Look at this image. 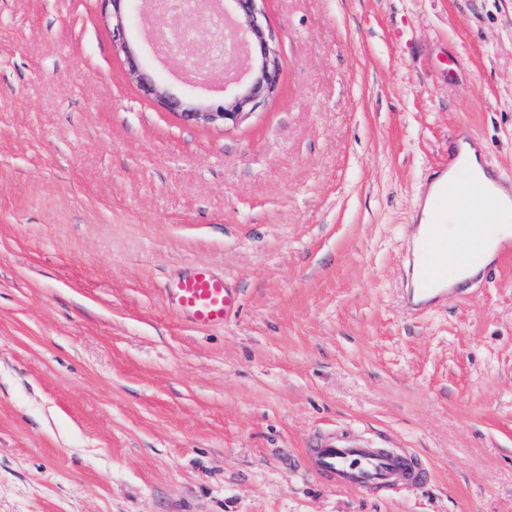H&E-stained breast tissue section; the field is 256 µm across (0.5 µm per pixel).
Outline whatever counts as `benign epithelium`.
Instances as JSON below:
<instances>
[{"instance_id":"benign-epithelium-1","label":"benign epithelium","mask_w":512,"mask_h":512,"mask_svg":"<svg viewBox=\"0 0 512 512\" xmlns=\"http://www.w3.org/2000/svg\"><path fill=\"white\" fill-rule=\"evenodd\" d=\"M259 0H230L234 14L231 26L244 42L247 64L244 71L224 78V100L197 104H181L167 92L149 83V90L167 108L182 107L181 116L190 122L235 126L263 107L277 90L281 64L266 19L258 7ZM112 6V42L124 53L129 70L140 81L147 77L141 72L140 49L127 39V22L133 12L150 11L157 27L166 26L165 10H158L150 0H104Z\"/></svg>"}]
</instances>
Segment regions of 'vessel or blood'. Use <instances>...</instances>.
I'll return each mask as SVG.
<instances>
[{"label": "vessel or blood", "mask_w": 512, "mask_h": 512, "mask_svg": "<svg viewBox=\"0 0 512 512\" xmlns=\"http://www.w3.org/2000/svg\"><path fill=\"white\" fill-rule=\"evenodd\" d=\"M456 200L461 217L457 224V247L462 265L479 264L485 244L495 239L505 220H512V196L501 197L493 188L467 180L446 181L433 198L429 234L419 245L412 295L431 302L437 285L454 274L449 265L447 243L439 239L446 222L449 200ZM484 224V239L472 241L470 219ZM176 313L185 316L197 328L223 325L236 306L231 289L222 277L199 265L179 277L169 290ZM313 468L323 476L334 478L338 487L350 490L410 491L424 486L427 472L406 451L396 448H373L351 437L326 438L309 451Z\"/></svg>", "instance_id": "obj_1"}]
</instances>
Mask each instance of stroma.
Listing matches in <instances>:
<instances>
[{"mask_svg": "<svg viewBox=\"0 0 512 512\" xmlns=\"http://www.w3.org/2000/svg\"><path fill=\"white\" fill-rule=\"evenodd\" d=\"M276 94L185 121L102 0H0V512H512V261L409 304L448 131L512 179V0H264ZM127 37L184 102L222 99ZM202 264L240 308L196 329ZM416 455L385 498L317 437ZM171 303L179 315L185 316L196 328L224 326V321L236 306L224 278L204 265L179 277L169 288Z\"/></svg>", "mask_w": 512, "mask_h": 512, "instance_id": "1", "label": "stroma"}]
</instances>
